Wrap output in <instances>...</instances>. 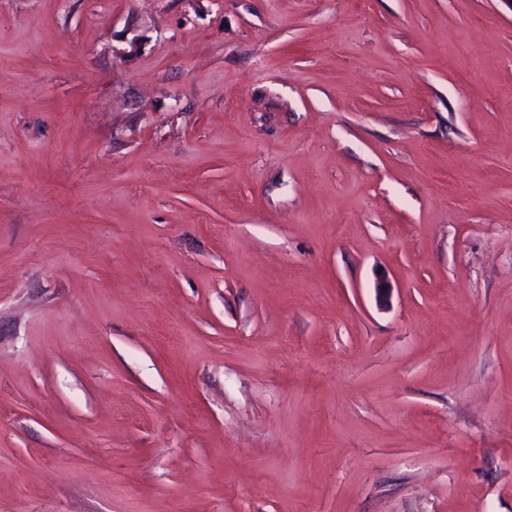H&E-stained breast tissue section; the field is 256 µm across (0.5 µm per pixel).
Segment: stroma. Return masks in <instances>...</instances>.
<instances>
[{"instance_id": "stroma-1", "label": "stroma", "mask_w": 512, "mask_h": 512, "mask_svg": "<svg viewBox=\"0 0 512 512\" xmlns=\"http://www.w3.org/2000/svg\"><path fill=\"white\" fill-rule=\"evenodd\" d=\"M0 512H512V0H0Z\"/></svg>"}]
</instances>
